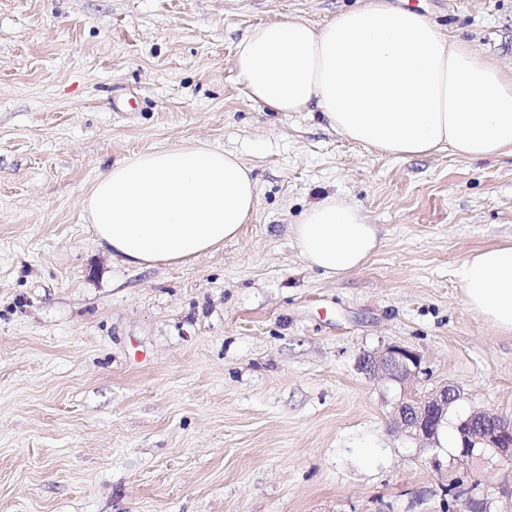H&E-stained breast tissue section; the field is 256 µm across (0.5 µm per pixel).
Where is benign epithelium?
<instances>
[{"label": "benign epithelium", "instance_id": "obj_1", "mask_svg": "<svg viewBox=\"0 0 512 512\" xmlns=\"http://www.w3.org/2000/svg\"><path fill=\"white\" fill-rule=\"evenodd\" d=\"M363 370L386 381L409 384L417 378L420 356L400 346L363 357ZM462 398L461 389L446 383L424 394L403 392L392 414L394 428L413 439L437 441L438 433L448 423V411ZM459 458L464 460L476 452L492 449L501 457L512 460V425L486 411L473 407L455 426Z\"/></svg>", "mask_w": 512, "mask_h": 512}]
</instances>
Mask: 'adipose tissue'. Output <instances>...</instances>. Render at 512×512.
<instances>
[{
	"label": "adipose tissue",
	"instance_id": "obj_1",
	"mask_svg": "<svg viewBox=\"0 0 512 512\" xmlns=\"http://www.w3.org/2000/svg\"><path fill=\"white\" fill-rule=\"evenodd\" d=\"M233 67L247 101L317 114L396 159L512 153V72L469 43L449 42L410 8L367 0L318 28L290 19L258 25L237 43ZM257 204L251 167L195 141L115 163L83 211L99 246L142 268L184 264L237 238ZM293 234L307 265L331 279L362 269L379 244L360 208L334 195L308 206ZM458 277L468 307L512 335V244L473 251Z\"/></svg>",
	"mask_w": 512,
	"mask_h": 512
}]
</instances>
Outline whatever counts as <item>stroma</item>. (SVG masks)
I'll list each match as a JSON object with an SVG mask.
<instances>
[{
	"instance_id": "stroma-1",
	"label": "stroma",
	"mask_w": 512,
	"mask_h": 512,
	"mask_svg": "<svg viewBox=\"0 0 512 512\" xmlns=\"http://www.w3.org/2000/svg\"><path fill=\"white\" fill-rule=\"evenodd\" d=\"M362 0H0V512H447L451 478L512 512V461L459 460L391 424L398 345L457 413L512 423V335L458 269L512 242V156L395 159L306 112L248 102L252 27H321ZM512 71V0H385ZM200 141L253 169L236 239L186 265H125L82 203L143 151ZM325 194L377 227L360 271L323 277L292 233ZM362 366L369 375L405 385L417 378L420 356L405 347L388 346L381 351L365 355Z\"/></svg>"
}]
</instances>
